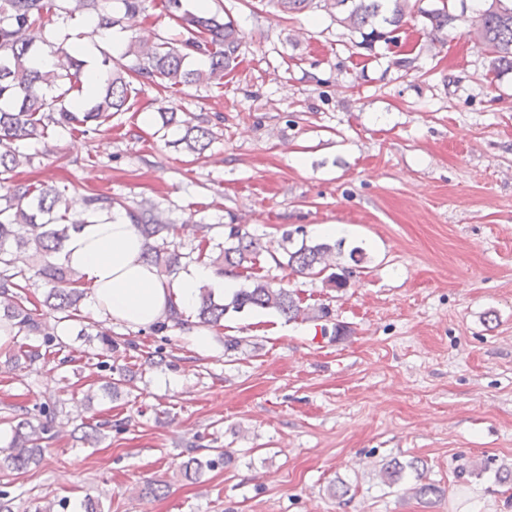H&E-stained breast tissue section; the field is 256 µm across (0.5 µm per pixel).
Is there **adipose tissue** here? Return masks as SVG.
Segmentation results:
<instances>
[{
	"instance_id": "1",
	"label": "adipose tissue",
	"mask_w": 512,
	"mask_h": 512,
	"mask_svg": "<svg viewBox=\"0 0 512 512\" xmlns=\"http://www.w3.org/2000/svg\"><path fill=\"white\" fill-rule=\"evenodd\" d=\"M76 221L80 229L67 240L64 259L88 284V310L95 319L148 327L168 317L171 307H194L201 284L225 296L237 288L233 278L203 265L162 277L143 262L144 240L126 217L81 212Z\"/></svg>"
}]
</instances>
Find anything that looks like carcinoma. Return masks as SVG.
I'll return each instance as SVG.
<instances>
[{
    "instance_id": "cac0c4a2",
    "label": "carcinoma",
    "mask_w": 512,
    "mask_h": 512,
    "mask_svg": "<svg viewBox=\"0 0 512 512\" xmlns=\"http://www.w3.org/2000/svg\"><path fill=\"white\" fill-rule=\"evenodd\" d=\"M97 16L96 29H110L118 20L99 7L101 0H0V190L8 205L0 207V322L8 323L26 336L42 331L41 308L66 318L74 316L85 291L78 275L63 263L48 257L63 252L74 229L64 223L67 209L65 192L47 185H35L16 179L17 169L31 160L19 151V143L63 133L87 134L100 130L112 116L131 109L135 92L130 76L169 89L210 84L237 64L241 38L234 22L218 15L196 14L186 0H163V8L181 31L176 38H163L151 46L129 41L125 51L115 57L103 53L100 62L106 78L96 90L85 91L80 74L84 68L72 46L53 43L46 31L71 13L66 3ZM287 13L312 9L328 12L336 23L360 34V45L371 50L381 41L384 27L395 30L415 9L417 0H275ZM435 31L448 26L452 16L442 7L426 12ZM472 34L486 48L493 69L512 67V5L504 0H486L485 8L471 20ZM57 59L50 70L37 65L43 51ZM162 127L181 126L177 112L160 113ZM183 127V126H181ZM181 142L189 151L202 155L211 142L210 130L198 125L183 127ZM91 214L114 213L120 207L135 224L144 239L143 259L157 271L172 275L181 268L182 253L171 247L168 237L173 226L153 207H129L107 194L85 198ZM225 245L211 263L216 273L236 274L248 265L255 266L262 245L239 224L227 225ZM336 246L327 243L301 244L294 251L284 250L276 263L291 271L317 276L328 269L327 258ZM50 285L43 300L34 302L28 294L33 277ZM252 309H274L290 319L304 314L293 292L276 288L264 277L252 276V286L235 292L228 303L215 301L207 288L200 289L196 319L200 325L221 328L224 317ZM55 349L50 337L42 345L20 351L30 362L43 357L42 350ZM11 439L0 450V469L23 470L42 454L47 432L43 422L34 423L21 413L13 417ZM217 460L205 462L190 457L182 462L184 476L199 475L215 467ZM419 471L417 462L391 461L381 469L384 482H400L406 469Z\"/></svg>"
}]
</instances>
